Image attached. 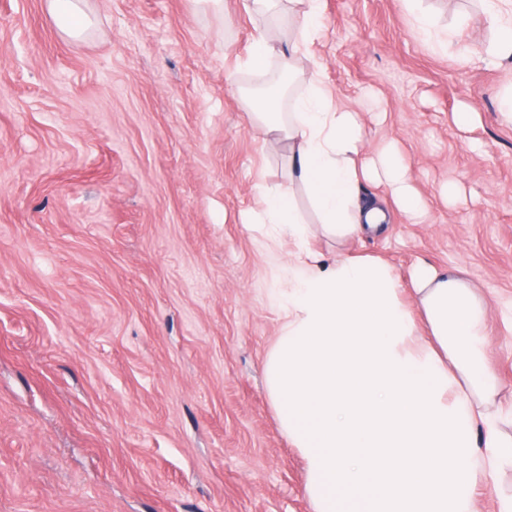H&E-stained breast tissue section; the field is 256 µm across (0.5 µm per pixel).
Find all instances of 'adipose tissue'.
<instances>
[{"label": "adipose tissue", "mask_w": 512, "mask_h": 512, "mask_svg": "<svg viewBox=\"0 0 512 512\" xmlns=\"http://www.w3.org/2000/svg\"><path fill=\"white\" fill-rule=\"evenodd\" d=\"M481 2L495 28L488 55L511 57L512 0ZM404 3L432 51L469 55L436 30L419 0ZM244 7L262 17L285 9L296 22L286 42L255 28L241 66L262 72L280 62L275 92L252 106L249 119L287 141L288 178L257 184L261 207L247 221L281 273L266 388L282 431L305 459L314 512H477L474 487L512 466V436L502 433L503 412L492 406L486 303L458 272L421 264L405 286L378 257L323 262L296 187L306 190L321 231L338 239L378 231L385 203L412 220L423 203L392 146L367 155L360 113L321 78L312 48L323 37V0H244ZM49 12L71 38L93 25L86 0H49ZM300 57L312 70L307 91L291 111H279ZM365 182L383 187L385 200H363ZM284 236L293 244L285 258L274 248Z\"/></svg>", "instance_id": "adipose-tissue-1"}]
</instances>
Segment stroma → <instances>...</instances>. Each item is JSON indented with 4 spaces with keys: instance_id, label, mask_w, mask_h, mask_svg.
I'll return each instance as SVG.
<instances>
[{
    "instance_id": "obj_1",
    "label": "stroma",
    "mask_w": 512,
    "mask_h": 512,
    "mask_svg": "<svg viewBox=\"0 0 512 512\" xmlns=\"http://www.w3.org/2000/svg\"><path fill=\"white\" fill-rule=\"evenodd\" d=\"M87 5L68 39L47 0H0V512H313L264 383L277 271L245 222L287 172L247 118L278 70L238 66L259 20L241 0ZM421 5L472 50L494 38L479 0ZM322 26L324 82L424 213L314 247L404 282L463 269L512 405V61L434 53L401 0H324Z\"/></svg>"
}]
</instances>
